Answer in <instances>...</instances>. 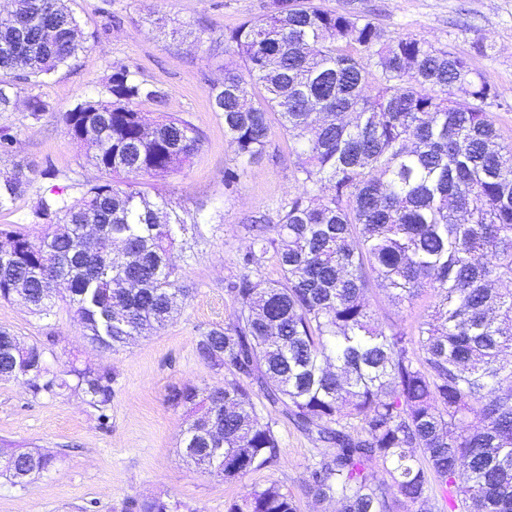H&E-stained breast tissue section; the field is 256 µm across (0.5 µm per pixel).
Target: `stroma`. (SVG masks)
I'll return each instance as SVG.
<instances>
[{"label":"stroma","instance_id":"stroma-1","mask_svg":"<svg viewBox=\"0 0 512 512\" xmlns=\"http://www.w3.org/2000/svg\"><path fill=\"white\" fill-rule=\"evenodd\" d=\"M272 0H70L85 40L67 65L38 80L19 81L24 93L39 95L51 110L33 119L24 102L0 112V129L17 138L0 171L22 166L36 177L0 225L18 224L38 233L33 212L40 198L63 189L77 197L100 174L86 164L65 134L61 115L77 101L104 93L115 65H127L137 80L161 90L162 105L144 103L147 119L174 112L204 137L189 166L149 185L150 193L179 204L186 220H197L195 241L182 264L180 287L190 298L165 328L119 352L93 346L65 305L49 316L23 305L0 303V327L29 343L50 344L47 359L63 370L72 357L109 369L115 376L108 421H100L84 395H32L19 380L0 378V444L53 455L54 467L23 483L0 474V512H121L128 499L160 496L179 503V512H226L234 499L258 484L275 482L291 492L300 512H334L306 492L319 460V443L299 432L282 412L253 391L258 413L280 439L278 458L243 478L227 482L188 464L179 452L184 410L168 406L170 390L214 388L232 381L195 353L200 334L232 321L235 307L226 286L237 274L235 260L248 245L245 224L257 217L275 223L280 204L295 192L292 145L273 128L267 153L238 166L224 138V121L214 112L212 85L224 79V35L240 22L266 14ZM340 13L370 16L389 36L410 35L466 57L499 91L488 110L505 138L512 139V0H321ZM237 169L233 189L224 175ZM381 321L412 328L432 302L430 294L394 302L382 289L369 294Z\"/></svg>","mask_w":512,"mask_h":512}]
</instances>
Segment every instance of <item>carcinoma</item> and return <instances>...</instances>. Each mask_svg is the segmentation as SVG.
Segmentation results:
<instances>
[{"mask_svg":"<svg viewBox=\"0 0 512 512\" xmlns=\"http://www.w3.org/2000/svg\"><path fill=\"white\" fill-rule=\"evenodd\" d=\"M65 0H13L0 14V112L15 80L48 75L84 49ZM224 81L210 88L237 159L263 157L271 117L294 145L295 194L276 223L247 225V250L228 285L234 320L200 336L197 357L237 380L172 391L189 412L181 451L199 468L244 477L278 457L272 423L247 387L260 385L301 431L326 445L309 493L338 512H390L383 467L415 512H512V142L485 106L499 92L455 56L413 36L388 37L366 15L295 0L224 36ZM164 93L114 68L105 94L63 113L65 134L104 179L79 197L39 200L42 232L0 226V301L49 315L67 305L85 335L117 351L165 326L189 291L178 286L186 221L161 194L142 190L189 165L201 132L169 112L153 124L139 104ZM38 120L51 110L25 101ZM32 182L0 175V211ZM272 256L275 279L259 276ZM67 293L57 292L59 282ZM399 301L427 289L433 314L411 331L375 317L372 288ZM0 327V377L33 394L81 390L107 419L114 376L68 363ZM224 447L222 466L212 449ZM41 452L0 448V472L17 482L54 466ZM131 512H173L161 499ZM227 512H299L275 482L255 486Z\"/></svg>","mask_w":512,"mask_h":512,"instance_id":"obj_1","label":"carcinoma"}]
</instances>
